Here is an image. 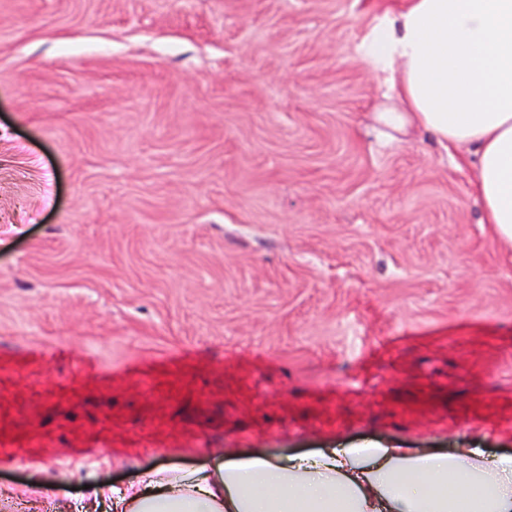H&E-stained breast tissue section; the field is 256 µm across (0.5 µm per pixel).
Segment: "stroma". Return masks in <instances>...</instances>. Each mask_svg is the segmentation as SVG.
Returning a JSON list of instances; mask_svg holds the SVG:
<instances>
[{"instance_id":"stroma-1","label":"stroma","mask_w":512,"mask_h":512,"mask_svg":"<svg viewBox=\"0 0 512 512\" xmlns=\"http://www.w3.org/2000/svg\"><path fill=\"white\" fill-rule=\"evenodd\" d=\"M403 0H0V512L227 448L512 454V243L394 139Z\"/></svg>"}]
</instances>
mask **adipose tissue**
<instances>
[{"label":"adipose tissue","instance_id":"adipose-tissue-1","mask_svg":"<svg viewBox=\"0 0 512 512\" xmlns=\"http://www.w3.org/2000/svg\"><path fill=\"white\" fill-rule=\"evenodd\" d=\"M372 57L394 106L378 122L467 149L484 221L512 241V0H406ZM112 512H512V455L333 448L273 462L232 452L103 487Z\"/></svg>","mask_w":512,"mask_h":512}]
</instances>
